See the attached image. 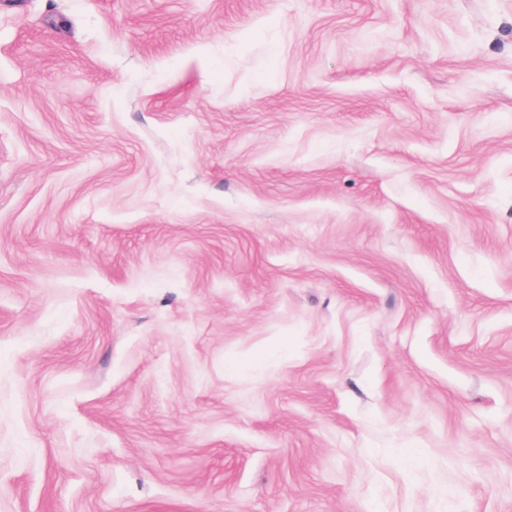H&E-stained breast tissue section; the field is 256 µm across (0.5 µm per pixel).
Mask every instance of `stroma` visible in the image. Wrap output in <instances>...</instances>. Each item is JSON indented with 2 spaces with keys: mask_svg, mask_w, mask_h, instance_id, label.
Segmentation results:
<instances>
[{
  "mask_svg": "<svg viewBox=\"0 0 512 512\" xmlns=\"http://www.w3.org/2000/svg\"><path fill=\"white\" fill-rule=\"evenodd\" d=\"M0 512H512V0H0Z\"/></svg>",
  "mask_w": 512,
  "mask_h": 512,
  "instance_id": "obj_1",
  "label": "stroma"
}]
</instances>
